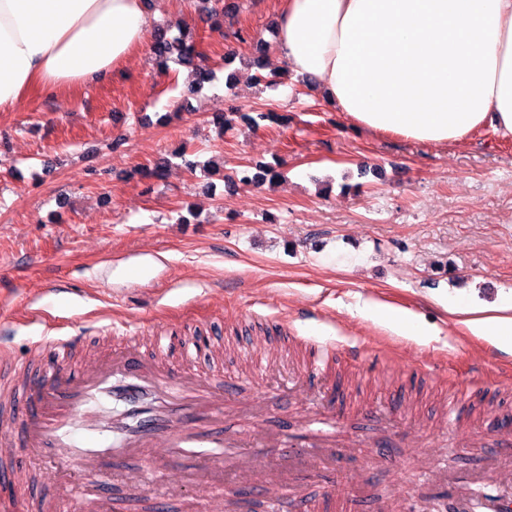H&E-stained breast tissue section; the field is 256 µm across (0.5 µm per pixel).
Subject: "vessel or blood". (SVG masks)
<instances>
[{
  "instance_id": "vessel-or-blood-1",
  "label": "vessel or blood",
  "mask_w": 512,
  "mask_h": 512,
  "mask_svg": "<svg viewBox=\"0 0 512 512\" xmlns=\"http://www.w3.org/2000/svg\"><path fill=\"white\" fill-rule=\"evenodd\" d=\"M149 342L146 348L133 341L116 349H96L90 336L80 332L35 345L20 360L0 354V369L9 370L0 378V411L8 417L0 425V459L16 458L20 449L28 448L78 476L62 489L47 488L35 505L37 512H58L63 502L80 505L82 512H104L109 480L103 475V454L95 438L106 431L127 455L151 458L161 450L202 475L198 495L206 512H224V488L205 481V473L239 466L252 471L259 462L257 449L286 446V436L273 437L256 427L235 431L216 443L196 430V420L223 418L225 404L239 400V384L254 375L248 369L230 382L194 368L198 359L222 362L223 337L171 332L150 337ZM173 354L180 355L181 365L170 363ZM335 356L330 344L313 349L306 375L324 378ZM457 421L456 412H449L457 449L474 446L482 430L497 427L491 417L480 430L459 428ZM336 433L335 416L315 413L303 425L299 445L332 448ZM494 455L509 461V468L493 466L478 476H450L449 485L460 489V512H512V448L496 449ZM154 480L169 491L179 488L169 472L150 467L123 478L134 494Z\"/></svg>"
}]
</instances>
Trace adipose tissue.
<instances>
[{
	"instance_id": "adipose-tissue-1",
	"label": "adipose tissue",
	"mask_w": 512,
	"mask_h": 512,
	"mask_svg": "<svg viewBox=\"0 0 512 512\" xmlns=\"http://www.w3.org/2000/svg\"><path fill=\"white\" fill-rule=\"evenodd\" d=\"M151 27L145 0H0V112L123 73ZM279 55L349 123L432 145L512 135V0H282ZM512 347V290L469 319Z\"/></svg>"
}]
</instances>
